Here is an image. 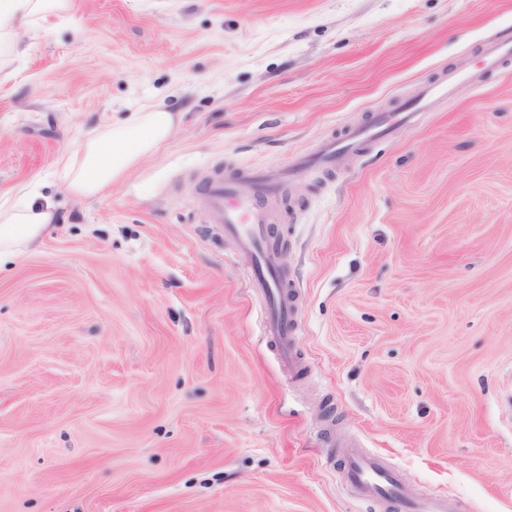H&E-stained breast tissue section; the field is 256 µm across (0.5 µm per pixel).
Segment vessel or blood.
<instances>
[{
  "instance_id": "b4317fda",
  "label": "vessel or blood",
  "mask_w": 512,
  "mask_h": 512,
  "mask_svg": "<svg viewBox=\"0 0 512 512\" xmlns=\"http://www.w3.org/2000/svg\"><path fill=\"white\" fill-rule=\"evenodd\" d=\"M445 83L426 86L418 102L404 112L381 115L368 129L350 134L346 139L324 143L315 159L330 163L367 138L381 137L398 127L412 124L432 99L446 95ZM299 168L288 174L272 173L259 180V193L242 196L231 181L225 180L221 170H213L197 181L198 201L210 216L211 223L222 225L225 234L237 239L243 252L250 255L255 267L253 287L263 289L268 299V317L264 324L266 335L272 336L285 362H293L292 334L295 314L288 305L282 290L278 268V255L270 241L267 224L268 211L262 203L263 196L273 194L284 176L299 175ZM347 475L355 493L361 498H372L388 504L392 512H446L447 502L436 497H413L396 475L381 460L361 450H353L348 461Z\"/></svg>"
}]
</instances>
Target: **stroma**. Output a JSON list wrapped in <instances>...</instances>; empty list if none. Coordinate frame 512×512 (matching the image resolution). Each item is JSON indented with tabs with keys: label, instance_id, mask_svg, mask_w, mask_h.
Segmentation results:
<instances>
[{
	"label": "stroma",
	"instance_id": "35a3bbf8",
	"mask_svg": "<svg viewBox=\"0 0 512 512\" xmlns=\"http://www.w3.org/2000/svg\"><path fill=\"white\" fill-rule=\"evenodd\" d=\"M0 86V201L55 222L0 266V512H389L355 446L448 512H512V0H75ZM471 80L268 204L294 369L252 260L209 221L213 168L288 170ZM170 139L68 191L85 134L147 105Z\"/></svg>",
	"mask_w": 512,
	"mask_h": 512
}]
</instances>
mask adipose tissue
<instances>
[{"label": "adipose tissue", "instance_id": "obj_1", "mask_svg": "<svg viewBox=\"0 0 512 512\" xmlns=\"http://www.w3.org/2000/svg\"><path fill=\"white\" fill-rule=\"evenodd\" d=\"M72 9L73 0H0V83L10 79L13 62L25 50V39L39 38L49 18L69 17ZM174 129L172 113L150 107L127 123L90 134L80 152L66 163L68 190L78 196L99 193L168 140ZM53 220L51 202H0V263L36 241Z\"/></svg>", "mask_w": 512, "mask_h": 512}]
</instances>
